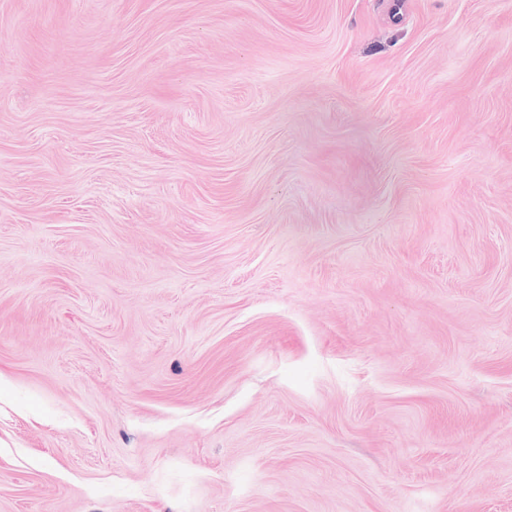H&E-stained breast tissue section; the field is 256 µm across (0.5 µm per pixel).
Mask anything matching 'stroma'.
<instances>
[{"label":"stroma","mask_w":512,"mask_h":512,"mask_svg":"<svg viewBox=\"0 0 512 512\" xmlns=\"http://www.w3.org/2000/svg\"><path fill=\"white\" fill-rule=\"evenodd\" d=\"M0 512H512V0H0Z\"/></svg>","instance_id":"1"}]
</instances>
